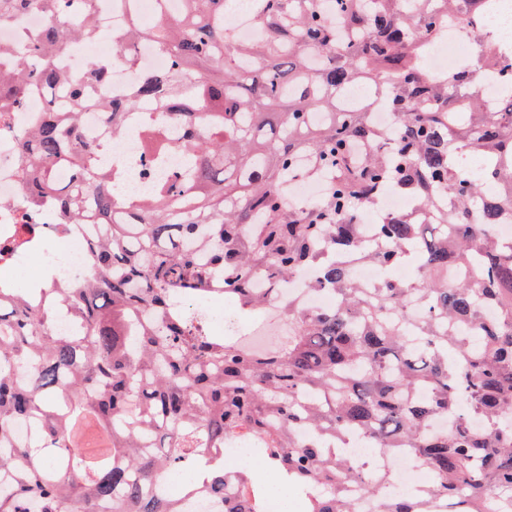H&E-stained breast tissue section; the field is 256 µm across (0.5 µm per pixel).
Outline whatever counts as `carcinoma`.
I'll use <instances>...</instances> for the list:
<instances>
[{"instance_id": "carcinoma-1", "label": "carcinoma", "mask_w": 512, "mask_h": 512, "mask_svg": "<svg viewBox=\"0 0 512 512\" xmlns=\"http://www.w3.org/2000/svg\"><path fill=\"white\" fill-rule=\"evenodd\" d=\"M256 2L252 43L225 27L228 0H181L175 17L111 34L129 65L136 41L169 54L111 107L91 88L115 57L91 60L75 83L54 64L99 37L87 0H0V26L31 9L46 21L37 40L0 45L12 60L0 101L21 110L32 89L47 97L42 123L18 134L25 203L59 228H100L80 258L85 280L0 282V512H186L160 491L179 472L211 512H265L262 477L224 465L242 440L288 477L301 512H356L345 487L364 464L329 447L350 432L433 474L379 498L378 512H492L489 492L512 498V240L481 230L512 222V100L486 109L469 67L425 66L452 24L512 81V61L476 25L485 0ZM351 86L380 95L391 124L347 103ZM147 104L180 109L183 164L128 197L80 120L110 107L112 135L138 125L149 169L172 145ZM467 156L483 167L465 170ZM58 165L73 173L63 186ZM323 176L316 201L287 204L294 181ZM385 190L409 210L368 239L358 214ZM352 261L413 262L419 277L362 287ZM303 272L334 308L281 303ZM203 294L230 296L239 318L277 307L288 342L257 353L212 331L180 303ZM60 307L76 331H56ZM20 420L34 425L28 443L14 438Z\"/></svg>"}]
</instances>
